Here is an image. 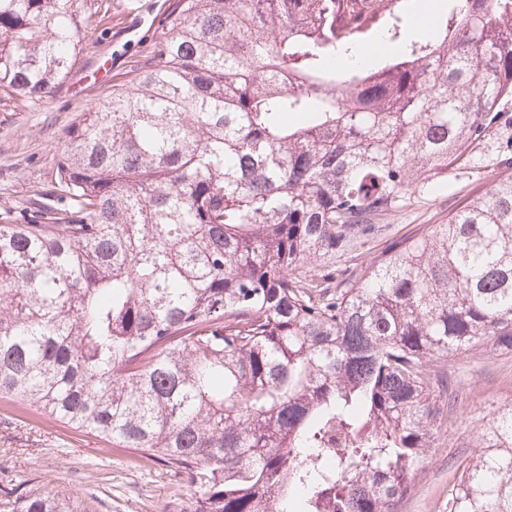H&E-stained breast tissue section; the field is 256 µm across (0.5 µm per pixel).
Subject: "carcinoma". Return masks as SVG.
I'll return each instance as SVG.
<instances>
[{
  "instance_id": "carcinoma-1",
  "label": "carcinoma",
  "mask_w": 512,
  "mask_h": 512,
  "mask_svg": "<svg viewBox=\"0 0 512 512\" xmlns=\"http://www.w3.org/2000/svg\"><path fill=\"white\" fill-rule=\"evenodd\" d=\"M383 0H173L58 148L64 209L0 223V399L162 459L193 512H396L433 447L432 358L512 352V180L342 281L310 267L460 169L512 168V0L399 40ZM84 0H0V90L72 70ZM448 512H512V407ZM16 512H74L45 484Z\"/></svg>"
}]
</instances>
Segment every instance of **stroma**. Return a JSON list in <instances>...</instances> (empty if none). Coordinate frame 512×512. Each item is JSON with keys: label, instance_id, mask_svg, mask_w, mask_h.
I'll return each instance as SVG.
<instances>
[{"label": "stroma", "instance_id": "stroma-1", "mask_svg": "<svg viewBox=\"0 0 512 512\" xmlns=\"http://www.w3.org/2000/svg\"><path fill=\"white\" fill-rule=\"evenodd\" d=\"M170 0H86L94 33L67 78L31 102L0 91V218L30 212L54 179L57 149L81 113L100 105L114 84L132 76L153 43ZM512 170H466L387 216L391 238H418L447 222L451 211ZM439 375L458 379L459 406L398 512H448V490L461 460L475 452V431L495 403L512 397V354L491 348L432 360ZM53 481L78 512H191L196 488L167 463L142 458L67 425L37 420L0 402V512L22 492Z\"/></svg>", "mask_w": 512, "mask_h": 512}]
</instances>
